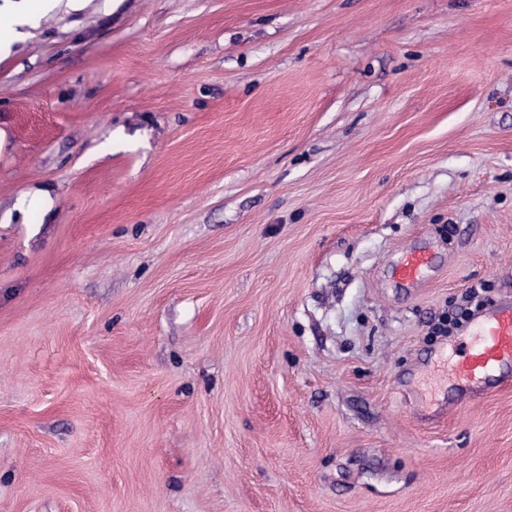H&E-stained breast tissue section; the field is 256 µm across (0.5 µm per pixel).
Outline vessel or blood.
<instances>
[{
	"mask_svg": "<svg viewBox=\"0 0 512 512\" xmlns=\"http://www.w3.org/2000/svg\"><path fill=\"white\" fill-rule=\"evenodd\" d=\"M432 260L429 252L408 251L395 267L394 275L400 283H418ZM509 370H512V303L487 309L472 322L452 377L459 393L464 395L499 385Z\"/></svg>",
	"mask_w": 512,
	"mask_h": 512,
	"instance_id": "1",
	"label": "vessel or blood"
}]
</instances>
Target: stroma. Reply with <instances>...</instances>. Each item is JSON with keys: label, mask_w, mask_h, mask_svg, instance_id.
Returning <instances> with one entry per match:
<instances>
[{"label": "stroma", "mask_w": 512, "mask_h": 512, "mask_svg": "<svg viewBox=\"0 0 512 512\" xmlns=\"http://www.w3.org/2000/svg\"><path fill=\"white\" fill-rule=\"evenodd\" d=\"M507 300L512 0H58L0 55V512H512V388L433 332ZM432 255L423 250L408 251L394 269L396 279L403 284L421 281L432 264Z\"/></svg>", "instance_id": "stroma-1"}]
</instances>
